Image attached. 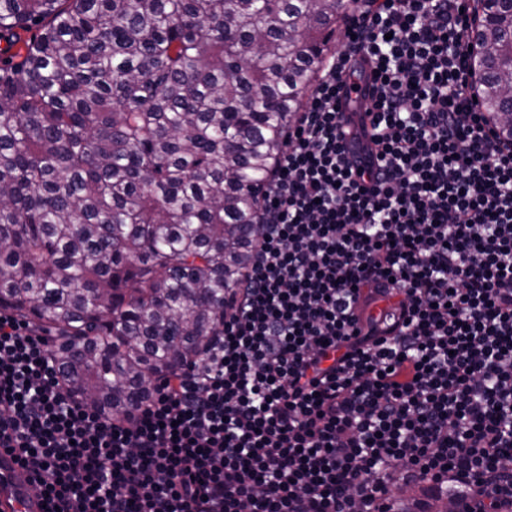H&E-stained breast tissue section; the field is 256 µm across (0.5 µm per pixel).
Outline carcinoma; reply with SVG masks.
<instances>
[{"label":"carcinoma","mask_w":512,"mask_h":512,"mask_svg":"<svg viewBox=\"0 0 512 512\" xmlns=\"http://www.w3.org/2000/svg\"><path fill=\"white\" fill-rule=\"evenodd\" d=\"M331 13L330 0H0V309L52 335L60 375L104 414L135 407L224 320ZM477 39L481 104L497 112L512 19Z\"/></svg>","instance_id":"carcinoma-1"}]
</instances>
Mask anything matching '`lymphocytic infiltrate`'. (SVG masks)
<instances>
[{"label": "lymphocytic infiltrate", "mask_w": 512, "mask_h": 512, "mask_svg": "<svg viewBox=\"0 0 512 512\" xmlns=\"http://www.w3.org/2000/svg\"><path fill=\"white\" fill-rule=\"evenodd\" d=\"M470 0H360L288 126L243 286L121 417L0 310V448L46 512H512V147L467 76ZM365 111L341 109L354 65Z\"/></svg>", "instance_id": "lymphocytic-infiltrate-1"}]
</instances>
